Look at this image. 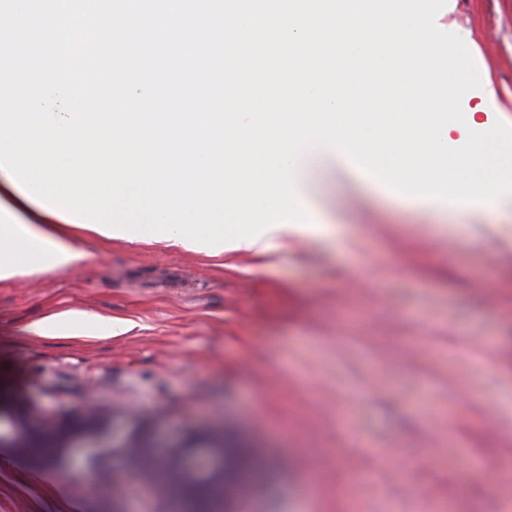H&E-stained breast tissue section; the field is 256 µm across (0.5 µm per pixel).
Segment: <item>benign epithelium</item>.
I'll return each mask as SVG.
<instances>
[{"instance_id":"1","label":"benign epithelium","mask_w":512,"mask_h":512,"mask_svg":"<svg viewBox=\"0 0 512 512\" xmlns=\"http://www.w3.org/2000/svg\"><path fill=\"white\" fill-rule=\"evenodd\" d=\"M154 417L147 415L120 436L112 432V447H103L86 461L89 471L101 480L110 479L111 448H122L136 473L150 480L158 470L167 474L171 490L181 493L178 506L184 512H213L222 497L233 491L234 473L228 455L243 447L229 428L219 434L189 432L168 445L153 438ZM110 416L90 404L55 418H40L24 401L8 411L0 409V447L15 452L38 467L53 466L69 473L67 457L72 442L82 436H103L109 432ZM163 448L158 456L155 449Z\"/></svg>"}]
</instances>
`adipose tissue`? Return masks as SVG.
<instances>
[{
	"label": "adipose tissue",
	"instance_id": "adipose-tissue-1",
	"mask_svg": "<svg viewBox=\"0 0 512 512\" xmlns=\"http://www.w3.org/2000/svg\"><path fill=\"white\" fill-rule=\"evenodd\" d=\"M342 163L339 150L319 147L297 159L300 181L295 187L297 201L309 206L313 199L308 179L318 167H336ZM78 225L47 212L26 196L0 170V282H8L31 266L71 271L82 254L73 241L80 233Z\"/></svg>",
	"mask_w": 512,
	"mask_h": 512
}]
</instances>
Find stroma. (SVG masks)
I'll list each match as a JSON object with an SVG mask.
<instances>
[{"label": "stroma", "mask_w": 512, "mask_h": 512, "mask_svg": "<svg viewBox=\"0 0 512 512\" xmlns=\"http://www.w3.org/2000/svg\"><path fill=\"white\" fill-rule=\"evenodd\" d=\"M436 21L470 34L463 111L507 121L512 0H447ZM316 181L335 232L300 224L271 266L80 238L74 271L0 283V408L53 417L90 395L173 436L232 425L259 464L223 512H512V223H415L359 168ZM74 310L97 316L88 335L32 333ZM112 466L90 489L0 447V512H169L162 485L130 493L122 451Z\"/></svg>", "instance_id": "obj_1"}]
</instances>
